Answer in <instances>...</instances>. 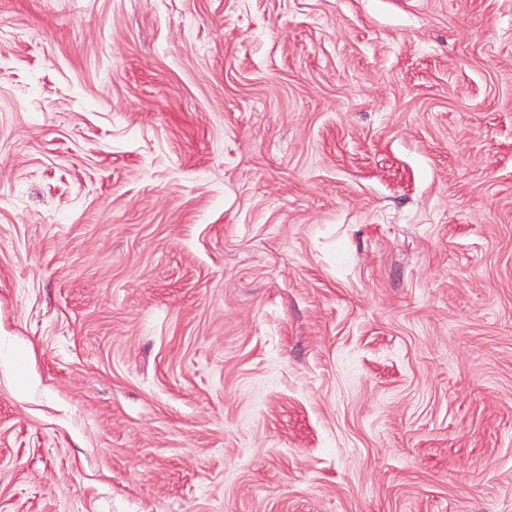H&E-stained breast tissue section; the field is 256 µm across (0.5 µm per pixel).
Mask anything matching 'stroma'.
<instances>
[{"label":"stroma","instance_id":"1","mask_svg":"<svg viewBox=\"0 0 512 512\" xmlns=\"http://www.w3.org/2000/svg\"><path fill=\"white\" fill-rule=\"evenodd\" d=\"M0 512H512V0H0Z\"/></svg>","mask_w":512,"mask_h":512}]
</instances>
